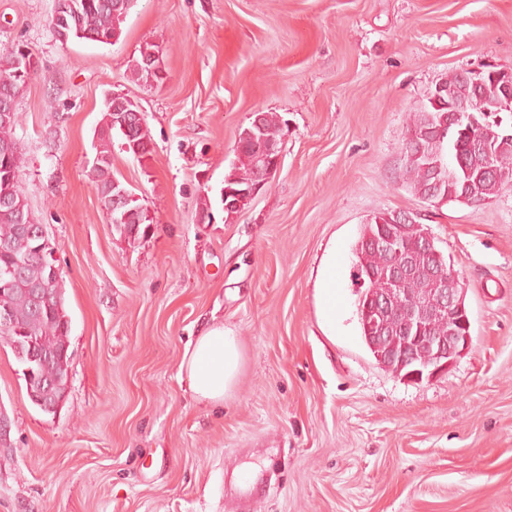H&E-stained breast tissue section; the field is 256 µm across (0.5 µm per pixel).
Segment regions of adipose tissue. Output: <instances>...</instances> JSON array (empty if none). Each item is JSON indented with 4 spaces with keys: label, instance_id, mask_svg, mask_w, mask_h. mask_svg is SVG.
<instances>
[{
    "label": "adipose tissue",
    "instance_id": "adipose-tissue-1",
    "mask_svg": "<svg viewBox=\"0 0 512 512\" xmlns=\"http://www.w3.org/2000/svg\"><path fill=\"white\" fill-rule=\"evenodd\" d=\"M242 355L236 336L220 324L202 327L183 357L180 369L198 402L220 408L236 383Z\"/></svg>",
    "mask_w": 512,
    "mask_h": 512
}]
</instances>
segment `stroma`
I'll list each match as a JSON object with an SVG mask.
<instances>
[{"label": "stroma", "instance_id": "1", "mask_svg": "<svg viewBox=\"0 0 512 512\" xmlns=\"http://www.w3.org/2000/svg\"><path fill=\"white\" fill-rule=\"evenodd\" d=\"M55 6L0 0V50L35 61L20 185L70 320L57 413L0 346V512H512V189L436 209L401 177L436 83L512 68V0H135L111 44L59 40ZM147 43L159 85L131 78ZM110 93L140 105L153 145L139 161L112 142L153 219L134 241L87 173ZM257 112L287 125L281 167L229 218L219 191ZM387 211L423 215L466 291L471 347L429 381L360 335L353 248ZM209 320L244 356L218 410L180 373Z\"/></svg>", "mask_w": 512, "mask_h": 512}]
</instances>
